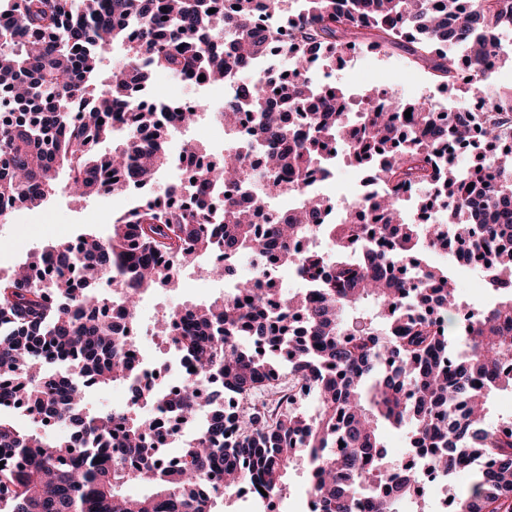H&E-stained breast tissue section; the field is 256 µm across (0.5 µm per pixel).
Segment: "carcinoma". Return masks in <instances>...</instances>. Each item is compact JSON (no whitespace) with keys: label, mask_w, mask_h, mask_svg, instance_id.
<instances>
[{"label":"carcinoma","mask_w":512,"mask_h":512,"mask_svg":"<svg viewBox=\"0 0 512 512\" xmlns=\"http://www.w3.org/2000/svg\"><path fill=\"white\" fill-rule=\"evenodd\" d=\"M301 2L288 25L290 73L279 79V107L258 67L278 32L255 19L260 10L282 17L285 0H236L238 9L224 14L212 12L214 0L0 7L10 12L0 20V217L38 209L60 190L81 199L142 192L112 215L107 234L76 237L78 253L64 241L49 244L0 276V400L19 403L30 422L17 424L0 406V512H216L224 501L219 474L241 490L281 498L288 470L303 458L323 512H354L382 487L375 503L392 512L418 488L420 472L401 462L385 473L382 422L406 429L413 448L432 449L431 469L450 480L469 460L494 461V471H473L468 488L452 494L451 512H512V435L488 423L493 392L512 390V154L487 151L512 140V118L503 115L512 89L486 98L469 120L375 89L353 114L342 86L310 76L316 61L331 77L357 48L399 50L462 108L474 86L451 80L461 65L456 48L481 74L489 36L512 38V0H444L439 11L430 0ZM111 47L123 48L125 65L106 82L101 64ZM155 69L180 80L202 74L210 85L236 80L224 122L232 127L241 109L249 111L244 148L264 156L266 168L257 173L237 152L214 157L190 143L172 155L170 136L193 125L207 102L179 111L145 103L140 90ZM116 114L126 120L124 140L100 156ZM334 138L348 140L347 157L370 173L367 190L342 214L308 190L335 174L339 157L326 154ZM448 140L475 153L478 167L494 168V182L468 179L444 158ZM186 160L199 194L173 206L186 187L173 182L158 195L155 176ZM403 187L427 190L418 202L441 209L436 223L408 221ZM210 192L225 195L215 209L205 200ZM285 195L294 199L291 211L252 222L254 210L271 211ZM488 213L485 254L497 293L468 331L452 336L426 316L432 309L444 318L463 304L448 262L430 254L450 235L481 252L470 227ZM273 245L271 264L291 268L303 288L283 290L258 264L234 283L243 299L172 312L159 330L169 335L176 319L192 325L175 344L191 356L197 378L172 397L141 383L125 338L100 311L99 281L122 286L117 307L132 318L142 294L175 284L199 256L223 259L211 274L227 281L240 256L254 260ZM37 268L50 269L64 302L48 300L33 279ZM276 374L304 387L316 413L283 398L273 409L256 405L253 391ZM118 381L133 392L130 406L85 412L91 385ZM214 381L237 393L235 407L212 404L204 385ZM163 405L195 424L171 465L164 448L142 447L151 411ZM47 418L74 434L39 432ZM132 484L151 493H125Z\"/></svg>","instance_id":"1"}]
</instances>
